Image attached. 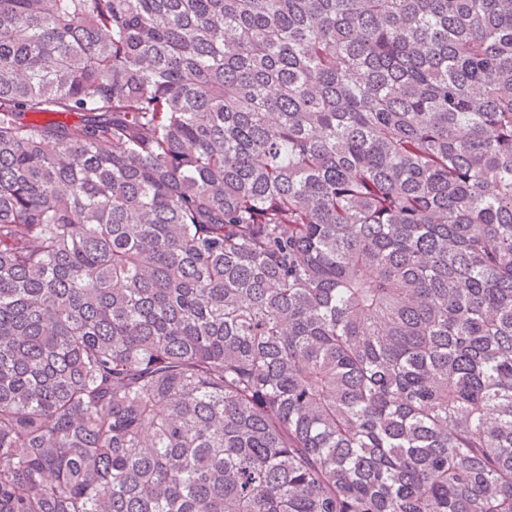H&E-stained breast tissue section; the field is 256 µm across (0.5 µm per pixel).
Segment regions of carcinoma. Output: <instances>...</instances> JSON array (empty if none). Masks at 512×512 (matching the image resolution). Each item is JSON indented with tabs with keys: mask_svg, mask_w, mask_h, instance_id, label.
<instances>
[{
	"mask_svg": "<svg viewBox=\"0 0 512 512\" xmlns=\"http://www.w3.org/2000/svg\"><path fill=\"white\" fill-rule=\"evenodd\" d=\"M0 512H512V0H0Z\"/></svg>",
	"mask_w": 512,
	"mask_h": 512,
	"instance_id": "carcinoma-1",
	"label": "carcinoma"
}]
</instances>
